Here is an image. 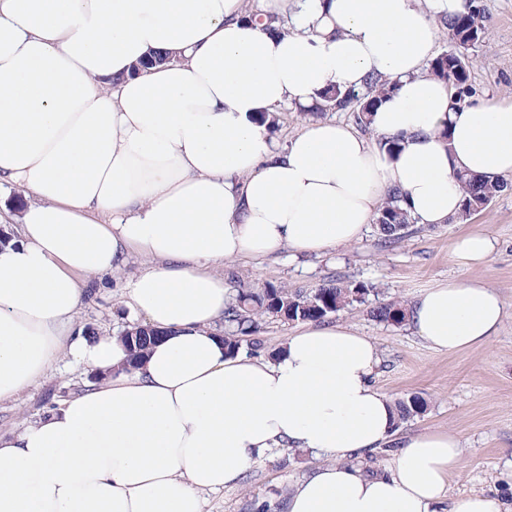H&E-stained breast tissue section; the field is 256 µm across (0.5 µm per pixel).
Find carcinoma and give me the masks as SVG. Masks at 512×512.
Instances as JSON below:
<instances>
[{
    "label": "carcinoma",
    "instance_id": "cac0c4a2",
    "mask_svg": "<svg viewBox=\"0 0 512 512\" xmlns=\"http://www.w3.org/2000/svg\"><path fill=\"white\" fill-rule=\"evenodd\" d=\"M473 8L453 19L443 16L438 23L448 29L454 48L433 56L429 62V74L444 81L451 91L454 104L467 108L472 104L476 89L470 81L467 52L485 35L483 5L481 0H469ZM394 83L374 80L363 91H341L334 87L325 90L319 101L302 110L310 119H318L328 112H354L359 124L367 126V116L375 111L382 97L389 93ZM464 193L461 221L485 210L490 201L509 189L503 181L488 182L475 176H460ZM379 238L386 244H396L411 234L414 221L399 204L397 196L385 202L375 219ZM373 288L362 282L328 283L310 292H297L288 287L268 282L258 290L239 288L224 310V347L230 354L241 348L254 349L262 346L258 337L262 323L268 319L284 323L324 321L336 313L363 304ZM370 315L388 325H400L407 319L406 309L397 302L381 303L370 309ZM122 336L130 349L129 366L136 367L141 356L160 341L163 332L149 327L124 330ZM397 424L420 415L425 402L418 396L394 400Z\"/></svg>",
    "mask_w": 512,
    "mask_h": 512
}]
</instances>
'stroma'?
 Here are the masks:
<instances>
[{
  "label": "stroma",
  "instance_id": "1",
  "mask_svg": "<svg viewBox=\"0 0 512 512\" xmlns=\"http://www.w3.org/2000/svg\"><path fill=\"white\" fill-rule=\"evenodd\" d=\"M486 35L470 53L471 81L485 100L512 98V0H483ZM480 233L494 250L483 265L465 266L453 256L462 236ZM125 275L103 277L108 299L90 295L78 314L85 336H104L126 324L123 304ZM229 290L278 282L308 290L343 278L374 288L377 301L411 304L426 289L451 279L479 280L497 290L506 313L498 332L482 347L456 352L431 349L411 325H387L362 309L332 316L335 324L353 327L377 346L380 365L375 387L396 399L413 394L428 401L426 412L402 425L398 434L452 431L463 447L460 469L448 480V498L474 491L493 495L500 512H512V188L465 222L415 226L394 247H382L375 230L359 242L316 257H295L284 251L261 258L244 257L224 268ZM94 372L64 358L47 378L12 403L0 404V431L35 421L62 398L87 386ZM315 455L277 448L257 460L236 485L205 496L204 512H255L262 501L277 502L318 464Z\"/></svg>",
  "mask_w": 512,
  "mask_h": 512
}]
</instances>
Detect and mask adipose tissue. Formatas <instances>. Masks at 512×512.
<instances>
[{"label": "adipose tissue", "mask_w": 512, "mask_h": 512, "mask_svg": "<svg viewBox=\"0 0 512 512\" xmlns=\"http://www.w3.org/2000/svg\"><path fill=\"white\" fill-rule=\"evenodd\" d=\"M467 5L0 0V185L30 201L0 248V403L65 355L97 373L0 433V512H203V493L276 448L329 458L287 512H441L460 440L398 438L373 384L375 344L311 322L276 360L228 354L217 325L229 291L212 268L354 243L392 193L416 224H446L461 209L458 172L512 173V100L457 112L424 71L438 17ZM287 16L293 28L276 33ZM156 52L169 62L132 75ZM374 75L396 86L369 134L316 120L280 146L258 120ZM137 257L147 265L124 284L129 325L163 337L131 369L123 337L87 338L74 323L89 276ZM504 316L502 296L473 280L428 289L409 311L446 352L486 344ZM391 444L393 467L356 465Z\"/></svg>", "instance_id": "adipose-tissue-1"}]
</instances>
